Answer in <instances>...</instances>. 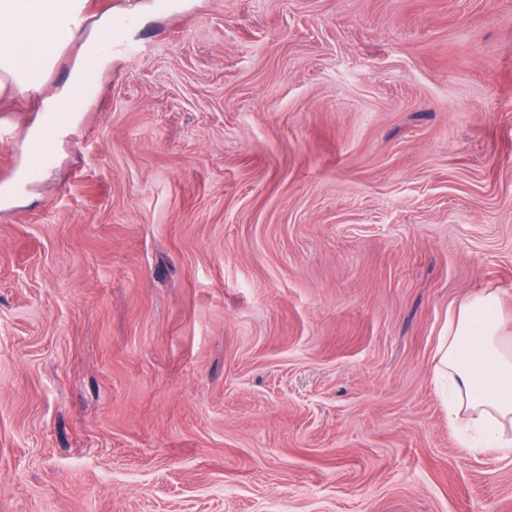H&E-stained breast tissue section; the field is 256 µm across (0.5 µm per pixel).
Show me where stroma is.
Wrapping results in <instances>:
<instances>
[{
	"mask_svg": "<svg viewBox=\"0 0 512 512\" xmlns=\"http://www.w3.org/2000/svg\"><path fill=\"white\" fill-rule=\"evenodd\" d=\"M137 13L46 173L0 194V512H512L435 380L512 331V0H89Z\"/></svg>",
	"mask_w": 512,
	"mask_h": 512,
	"instance_id": "1",
	"label": "stroma"
}]
</instances>
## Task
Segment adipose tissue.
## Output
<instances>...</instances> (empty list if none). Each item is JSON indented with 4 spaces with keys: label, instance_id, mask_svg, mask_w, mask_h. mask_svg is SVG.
<instances>
[{
    "label": "adipose tissue",
    "instance_id": "1",
    "mask_svg": "<svg viewBox=\"0 0 512 512\" xmlns=\"http://www.w3.org/2000/svg\"><path fill=\"white\" fill-rule=\"evenodd\" d=\"M88 0H0V94L40 91L87 10ZM104 15L81 48L68 81L42 103L29 137H54L75 119L70 106L85 84V67L112 62V29ZM498 290L475 292L448 311L437 373L448 378V413L473 416L485 447H512V334L501 327Z\"/></svg>",
    "mask_w": 512,
    "mask_h": 512
}]
</instances>
